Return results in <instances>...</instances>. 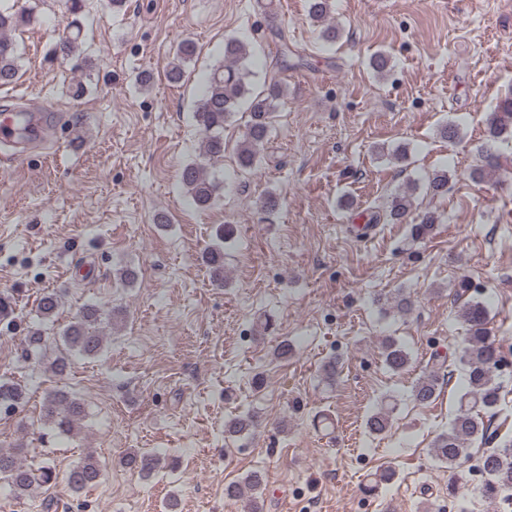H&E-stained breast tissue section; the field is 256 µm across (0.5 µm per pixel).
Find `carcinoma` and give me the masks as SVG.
I'll use <instances>...</instances> for the list:
<instances>
[{
    "label": "carcinoma",
    "mask_w": 512,
    "mask_h": 512,
    "mask_svg": "<svg viewBox=\"0 0 512 512\" xmlns=\"http://www.w3.org/2000/svg\"><path fill=\"white\" fill-rule=\"evenodd\" d=\"M66 8L73 19L67 22V32L53 48V53L68 60L81 56L83 44L82 27L78 16L86 8L85 0H66ZM332 0H309L310 18L319 26V38L326 46H333L340 38V29L330 21ZM34 10L26 15H16L0 8V86L9 85L18 77L20 52L12 37V32L29 22ZM197 45L191 39L181 42L174 59L167 70V78L172 83L182 80L185 64L196 55ZM251 54L246 46L236 40L224 42V65L214 68L207 79L206 87L194 112V119L202 135L204 160L186 165L180 173V180L193 202L198 206L209 205L215 196L217 184L209 177L207 162L224 156V126L234 116L239 99L248 91L251 75ZM283 96L282 85L275 81L269 84L267 92L251 101L250 121L236 147V158L240 169L251 170L260 161L261 149L271 132V119L276 103ZM489 137L497 142L512 138V98L505 99L496 110L488 115ZM427 192L433 196H443L448 192V170L438 169L429 176ZM412 207L411 195L399 194L392 198L386 213V220L392 224L404 223V218ZM438 217L425 214L419 223L410 227L415 239H424L433 231ZM207 264L217 278L224 277V252L216 247L206 256ZM460 317L467 325L469 336L459 357L464 371V385L458 398L456 413L448 425V430L434 440V456L448 465V496L464 497L469 489V471L465 463L471 455L474 441L485 439L489 426L484 415L495 410L501 401V386L496 381L494 370L498 359L495 339L489 328V310L485 302L469 299L459 309ZM101 313L95 305L83 308L76 321L63 332L61 341L68 351H76L86 357L98 356L103 347V333L98 328ZM410 357L407 350L393 340L384 343V361L394 371L404 370ZM445 361L439 360L428 375L418 379L412 390V398L419 404L431 402L439 389V378L445 372ZM26 393L21 388L0 382V407L6 409L21 405ZM393 403L382 402L366 421L370 432L379 434L391 426ZM84 415V407L79 399L65 391L52 395L44 408L43 418L60 434L75 431L78 421ZM257 426L252 416L232 419L225 424V433L233 436L250 431ZM483 481L473 490L474 497L490 507L512 499V441H505L497 448H489L482 454ZM121 464L144 477H150L161 467L160 458L149 452L133 451L121 460ZM396 472L388 467L374 475L364 487V492L377 497L382 494L395 478ZM103 476L99 460L92 454L82 458L68 474L70 489L79 493L97 484ZM55 466L50 458L43 459L34 467L25 463L21 449L0 450V479L18 498L26 497L37 489L49 486L56 481ZM263 476L253 472L244 482L227 485L224 494L230 499L248 500V512H264L262 496Z\"/></svg>",
    "instance_id": "1"
}]
</instances>
